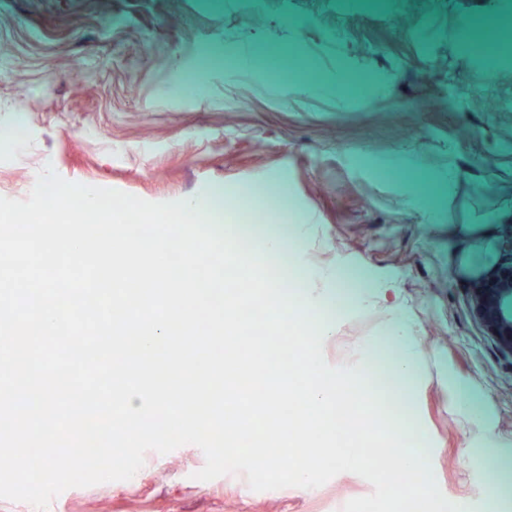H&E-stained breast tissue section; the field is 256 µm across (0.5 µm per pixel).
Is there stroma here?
Returning <instances> with one entry per match:
<instances>
[{
  "mask_svg": "<svg viewBox=\"0 0 512 512\" xmlns=\"http://www.w3.org/2000/svg\"><path fill=\"white\" fill-rule=\"evenodd\" d=\"M0 0V196L27 199L45 165L65 180L150 202L224 198L222 224L242 225L252 187L284 188L282 224L310 226L289 241L283 268L310 287L319 267H357L367 287L335 312L328 364L359 369L395 311L414 321L420 358L403 402L433 451L443 494L480 512L489 467L465 453L473 429L448 396L470 384L512 442V354L475 313L478 274L456 240L470 224L512 225V46L485 68L455 38L483 19L512 28L506 0H418L408 32L389 37L399 0ZM239 49L201 66L213 48ZM84 84H77V77ZM198 82L197 94L172 95ZM496 100L493 112L469 109ZM471 131L467 139L458 128ZM425 160L429 180L396 168ZM455 169L452 189L438 174ZM386 299L363 308L372 284ZM202 450L147 452L124 481L69 488L48 512H341L372 493L345 472L302 493L252 490L243 475L195 479Z\"/></svg>",
  "mask_w": 512,
  "mask_h": 512,
  "instance_id": "stroma-1",
  "label": "stroma"
}]
</instances>
